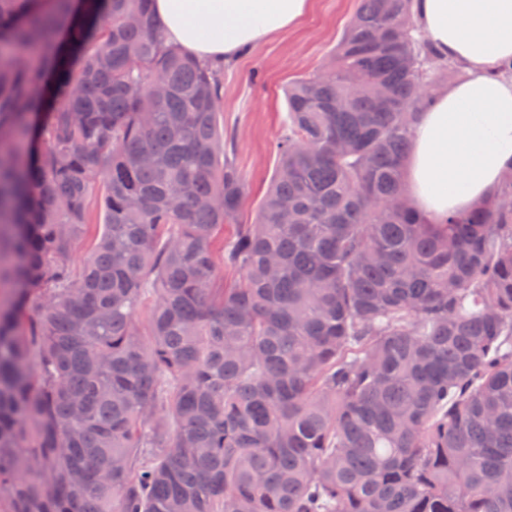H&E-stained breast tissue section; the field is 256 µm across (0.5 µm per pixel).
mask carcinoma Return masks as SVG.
<instances>
[{
  "mask_svg": "<svg viewBox=\"0 0 512 512\" xmlns=\"http://www.w3.org/2000/svg\"><path fill=\"white\" fill-rule=\"evenodd\" d=\"M463 77L357 0L240 224L221 72L151 0H0V512H512V174L444 224L405 183ZM91 213L92 216L90 224H87L83 229L72 253V265L76 270L81 268L83 259L92 250L103 230V226L101 224L102 214L98 198L93 199Z\"/></svg>",
  "mask_w": 512,
  "mask_h": 512,
  "instance_id": "1",
  "label": "carcinoma"
}]
</instances>
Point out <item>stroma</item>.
Listing matches in <instances>:
<instances>
[{
  "mask_svg": "<svg viewBox=\"0 0 512 512\" xmlns=\"http://www.w3.org/2000/svg\"><path fill=\"white\" fill-rule=\"evenodd\" d=\"M355 9L356 0H312L296 27L272 35L225 67L219 110L245 176L240 223L253 220L270 187L277 165L274 143L288 122V83L322 66Z\"/></svg>",
  "mask_w": 512,
  "mask_h": 512,
  "instance_id": "35a3bbf8",
  "label": "stroma"
}]
</instances>
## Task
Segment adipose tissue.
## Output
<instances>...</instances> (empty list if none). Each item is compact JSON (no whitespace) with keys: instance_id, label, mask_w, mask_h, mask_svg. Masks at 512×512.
<instances>
[{"instance_id":"obj_1","label":"adipose tissue","mask_w":512,"mask_h":512,"mask_svg":"<svg viewBox=\"0 0 512 512\" xmlns=\"http://www.w3.org/2000/svg\"><path fill=\"white\" fill-rule=\"evenodd\" d=\"M312 0H153L169 44L204 62L295 27ZM427 41L468 77L441 90L419 116L405 180L416 212L440 224L493 195L512 168V78L491 77L512 59V0H414Z\"/></svg>"}]
</instances>
